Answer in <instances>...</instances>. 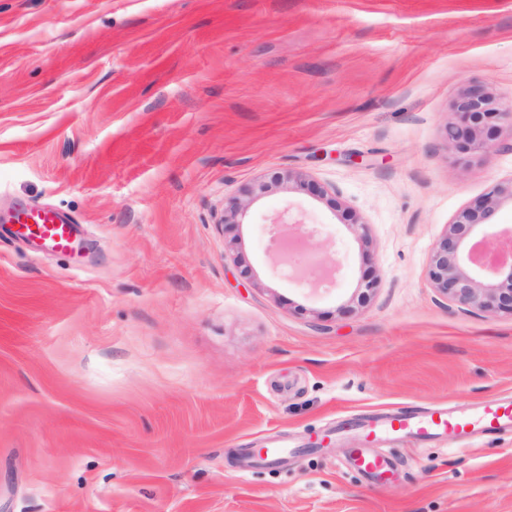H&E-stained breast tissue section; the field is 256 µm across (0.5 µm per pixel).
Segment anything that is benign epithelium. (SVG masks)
<instances>
[{"instance_id":"7a95c632","label":"benign epithelium","mask_w":512,"mask_h":512,"mask_svg":"<svg viewBox=\"0 0 512 512\" xmlns=\"http://www.w3.org/2000/svg\"><path fill=\"white\" fill-rule=\"evenodd\" d=\"M460 122L448 123V142L460 151L489 146L503 125L512 128V105H499L481 88H471L458 104ZM512 202V181L492 191L462 211L437 239L430 258L431 282L448 300L486 313L512 314V260L478 267L472 259V240L492 248L506 228L489 223L496 209ZM249 203L232 200L224 209V224H240Z\"/></svg>"}]
</instances>
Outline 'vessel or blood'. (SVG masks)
<instances>
[{
    "instance_id": "b4317fda",
    "label": "vessel or blood",
    "mask_w": 512,
    "mask_h": 512,
    "mask_svg": "<svg viewBox=\"0 0 512 512\" xmlns=\"http://www.w3.org/2000/svg\"><path fill=\"white\" fill-rule=\"evenodd\" d=\"M16 221L28 236L40 240L53 250H66L75 237V228L59 213L37 206L22 207ZM369 439L385 435L394 439L430 442L448 440L464 445L474 434H496L512 430V398L492 397L469 411H451L437 406L424 412L398 409L394 413L362 421ZM349 464L369 478H383L395 471L394 459L367 448L352 449Z\"/></svg>"
}]
</instances>
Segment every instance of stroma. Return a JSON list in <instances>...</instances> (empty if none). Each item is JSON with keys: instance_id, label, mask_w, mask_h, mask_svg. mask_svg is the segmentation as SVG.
<instances>
[{"instance_id": "obj_1", "label": "stroma", "mask_w": 512, "mask_h": 512, "mask_svg": "<svg viewBox=\"0 0 512 512\" xmlns=\"http://www.w3.org/2000/svg\"><path fill=\"white\" fill-rule=\"evenodd\" d=\"M473 86L512 95V0H0V512H512V434L381 439L375 483L341 429L512 395V315L428 276L512 179V131L448 142ZM16 203L77 251L20 238ZM283 211L333 288L281 273ZM16 223L22 224L29 237L40 240L52 250L65 251L75 237V228L59 213L37 206L22 207L16 216ZM348 462L368 478L387 477L395 471V461L391 456L373 453L368 448H352Z\"/></svg>"}]
</instances>
